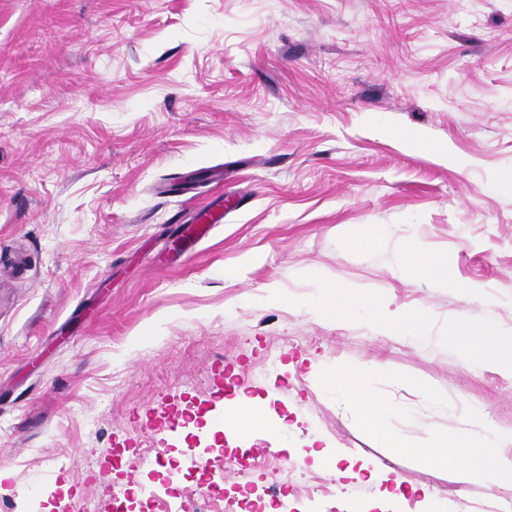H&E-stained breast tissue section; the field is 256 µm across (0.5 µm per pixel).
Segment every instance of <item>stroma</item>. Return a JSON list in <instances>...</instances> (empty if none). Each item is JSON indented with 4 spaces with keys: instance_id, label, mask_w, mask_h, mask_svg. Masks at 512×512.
<instances>
[{
    "instance_id": "1",
    "label": "stroma",
    "mask_w": 512,
    "mask_h": 512,
    "mask_svg": "<svg viewBox=\"0 0 512 512\" xmlns=\"http://www.w3.org/2000/svg\"><path fill=\"white\" fill-rule=\"evenodd\" d=\"M420 245L447 284L406 263ZM325 282L421 327L317 316ZM489 318L495 343L466 351ZM339 367L409 444L512 432V0H0V512H112L119 490L135 512H241L269 479L234 449L311 441L435 492L388 512L512 505L511 479L388 447L328 385ZM240 394L287 432L217 428ZM375 495L308 456L278 505Z\"/></svg>"
}]
</instances>
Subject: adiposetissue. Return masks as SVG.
<instances>
[{
    "label": "adipose tissue",
    "instance_id": "adipose-tissue-1",
    "mask_svg": "<svg viewBox=\"0 0 512 512\" xmlns=\"http://www.w3.org/2000/svg\"><path fill=\"white\" fill-rule=\"evenodd\" d=\"M323 315L333 318L348 316L363 310L371 322L384 333L397 335L403 329L418 325V314L391 308L389 303L362 290L333 289L330 301L321 303ZM329 383L343 392L357 409L360 417L393 448H404L405 443L386 426L391 412L388 405L371 391L362 372L340 370L331 374ZM413 454L437 466L456 464L461 480L479 473L493 478L512 477V434L492 432L478 437L462 431L446 439H431L413 447Z\"/></svg>",
    "mask_w": 512,
    "mask_h": 512
}]
</instances>
